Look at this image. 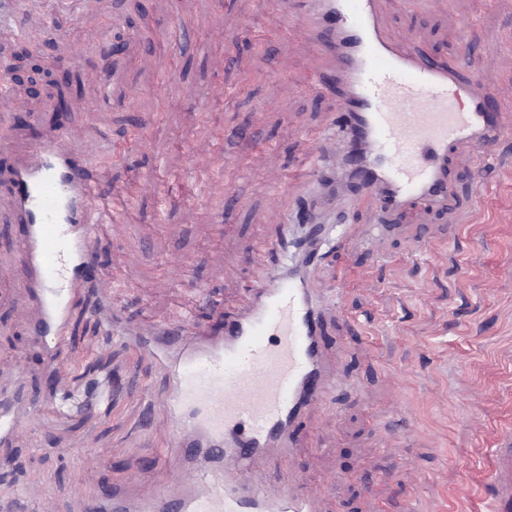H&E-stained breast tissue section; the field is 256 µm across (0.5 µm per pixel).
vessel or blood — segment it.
<instances>
[{
    "mask_svg": "<svg viewBox=\"0 0 512 512\" xmlns=\"http://www.w3.org/2000/svg\"><path fill=\"white\" fill-rule=\"evenodd\" d=\"M288 33L336 63L343 88L332 104L336 126L354 145L357 166L338 178H359L362 199L390 210L444 208L454 191L448 157L461 148L488 149L512 133L502 107L474 73L468 54L437 60L413 42L392 41L380 0H272ZM91 157L61 131L35 143L11 176L16 219L27 227L18 246L40 305L36 335L50 336V358L67 365L70 306L64 282L83 277L105 221L130 206L126 192L103 200L88 179ZM281 242L264 243L254 283L224 305V333L199 325L161 329L112 318L106 331L158 369L171 432L157 459L180 454L184 475L152 497L131 500L116 488L90 512H320L319 495L288 465L307 408L335 380L320 339L326 292L287 259L270 263ZM40 409L0 403V443L32 429ZM490 491L494 512H512V438L497 449Z\"/></svg>",
    "mask_w": 512,
    "mask_h": 512,
    "instance_id": "vessel-or-blood-1",
    "label": "vessel or blood"
}]
</instances>
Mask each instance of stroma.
I'll list each match as a JSON object with an SVG mask.
<instances>
[{"instance_id": "1", "label": "stroma", "mask_w": 512, "mask_h": 512, "mask_svg": "<svg viewBox=\"0 0 512 512\" xmlns=\"http://www.w3.org/2000/svg\"><path fill=\"white\" fill-rule=\"evenodd\" d=\"M14 35L0 34V65L26 43L52 63L38 92L0 95V397L32 403L59 386L91 391L112 381L104 406L44 413L33 431L0 444V512H88L112 488L152 496L175 470L155 463L166 439L162 378L150 362L104 336L88 314L112 303L131 323L169 320L184 306L201 325L224 327L210 303L251 285L262 238L307 233L310 198L288 181L314 152L342 160L327 99L313 73L334 81L307 41L283 29L271 0H15ZM388 35L428 54L468 51L499 105L512 109V0H423L383 5ZM473 26L469 38L463 27ZM185 30L186 40L175 37ZM105 80H98V73ZM86 131L91 177L103 192L132 188L134 208L105 225L92 258L118 289L72 296L69 370L46 358L35 336L38 306L16 260L24 227L8 221L9 175L45 134ZM145 147H138V138ZM209 149V167L194 151ZM497 170L478 176L469 149L451 155L456 205L412 209L380 234V204L336 208L340 245L311 273L342 283L340 315L323 342L339 378L297 433L292 469L317 491L322 512H488L494 450L512 436V135L495 144ZM381 247H374L376 235ZM186 264L182 284L171 261Z\"/></svg>"}]
</instances>
